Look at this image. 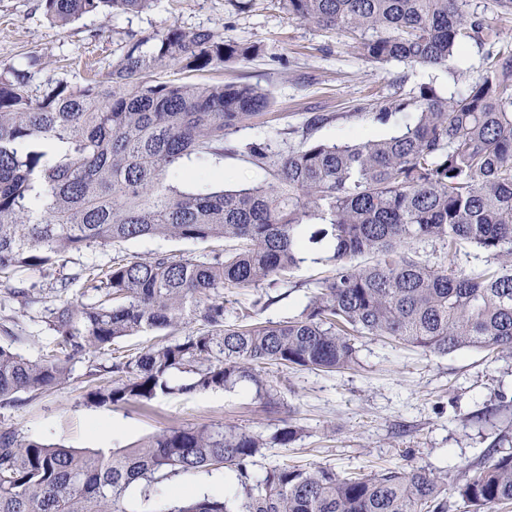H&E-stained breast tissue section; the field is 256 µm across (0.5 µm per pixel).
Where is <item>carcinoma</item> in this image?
I'll list each match as a JSON object with an SVG mask.
<instances>
[{
	"label": "carcinoma",
	"mask_w": 512,
	"mask_h": 512,
	"mask_svg": "<svg viewBox=\"0 0 512 512\" xmlns=\"http://www.w3.org/2000/svg\"><path fill=\"white\" fill-rule=\"evenodd\" d=\"M155 0H42L64 27L88 13L130 14ZM288 18L350 35L355 55L379 65L446 67L462 47L487 44L492 28L470 0H277ZM255 44H229L211 30L173 25L131 42L104 79L48 80L38 100L28 69H0V279L54 264L62 255L141 238L224 241V254L111 264L63 277L88 303H62L48 323L57 347L31 361L0 346V404L19 392L67 382L69 361L108 352L114 379L88 373L94 406L148 402L159 394L208 391L252 381L277 364L333 372L354 363L351 336H389L435 353L512 350V45L487 50L484 73L450 97L424 85L399 110L415 122L384 139L311 140L327 121L312 117L289 134L299 145L245 146L268 179L232 188L204 171L177 183L186 164L221 160L228 138L269 104L247 83L158 81L159 69L203 71L243 60ZM473 247L485 264L432 265L416 246ZM330 267L300 315L250 321L226 288L273 286L305 262ZM235 321L227 322L228 314ZM201 327L136 354L114 355L119 339L148 330ZM189 375L174 387L171 377ZM265 440L224 425L171 428L105 456L0 434V512H126L129 489L181 474L224 471L231 500L203 496L166 512H449L446 480L432 470L387 468L346 477L332 467L250 465ZM454 493L469 512L512 502V453L467 468Z\"/></svg>",
	"instance_id": "1"
}]
</instances>
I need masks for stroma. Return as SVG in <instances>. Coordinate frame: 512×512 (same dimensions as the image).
I'll return each instance as SVG.
<instances>
[{
    "instance_id": "obj_1",
    "label": "stroma",
    "mask_w": 512,
    "mask_h": 512,
    "mask_svg": "<svg viewBox=\"0 0 512 512\" xmlns=\"http://www.w3.org/2000/svg\"><path fill=\"white\" fill-rule=\"evenodd\" d=\"M177 25L222 33L225 42L255 44L259 52L205 72L163 71L162 79L179 82H243L267 93L264 113L233 134L247 143L281 140L283 129L302 125L313 112L329 114V123L311 138L344 142L354 135L380 139L413 122V111H395L420 85L430 84L450 95L466 89L483 73L484 51L466 44L452 69L391 64L375 67L349 48L348 37L315 25L288 19L277 0H252L238 10L233 0H156L149 10L115 16L90 13L67 26H54L41 0H0V68H25L29 55L39 54L43 73L35 75L31 96L42 97L46 77L85 83L91 72L106 73L129 37H145ZM389 111L387 122L376 115ZM209 173H222L227 183L251 185L267 174L242 152L209 163ZM224 244L167 238H145L108 247L67 253L53 265L21 274L20 285L33 304L10 297V282L0 283V317L10 316L13 341L0 345L37 360L56 341L48 324L51 309L62 300L81 302L79 289L59 297V278L82 268L105 266L117 255L141 258L156 253L197 257L223 250ZM323 265L304 263L278 285L229 290V298L247 306L260 294L270 304L257 311V321L279 323L298 315L306 305ZM357 360L333 373L280 365L261 366L271 395L249 381L207 392H184V374L174 375L176 392L157 396L146 405L134 402L96 407L84 398L91 369L110 366L109 356L81 354L70 362L67 383L41 393L21 392L0 406V431L12 430L28 440L92 449L108 455L175 427L224 424L269 438L285 424L300 436L282 446L272 443L257 458L255 476L275 464L304 469L329 466L343 475H367L384 468L428 469L446 473L455 484L461 469L489 448L512 451V351L465 349L448 355L406 346L383 336L355 339ZM113 425L106 443H99L92 423Z\"/></svg>"
}]
</instances>
